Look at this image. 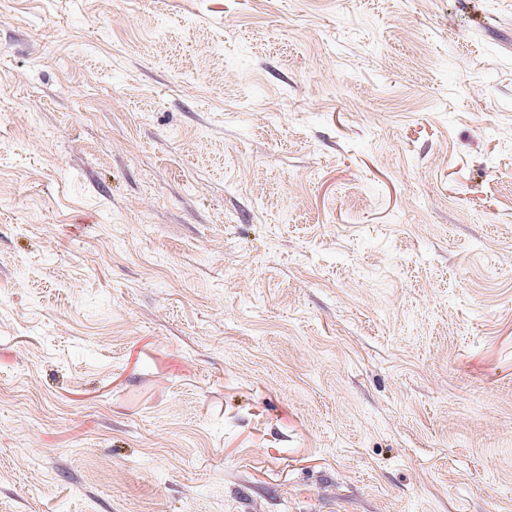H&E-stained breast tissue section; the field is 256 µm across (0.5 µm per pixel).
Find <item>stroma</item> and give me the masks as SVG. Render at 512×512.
<instances>
[{
	"label": "stroma",
	"instance_id": "obj_1",
	"mask_svg": "<svg viewBox=\"0 0 512 512\" xmlns=\"http://www.w3.org/2000/svg\"><path fill=\"white\" fill-rule=\"evenodd\" d=\"M0 512H512V0H0Z\"/></svg>",
	"mask_w": 512,
	"mask_h": 512
}]
</instances>
